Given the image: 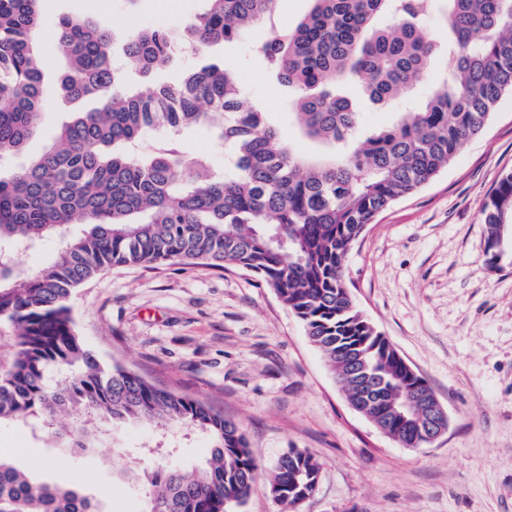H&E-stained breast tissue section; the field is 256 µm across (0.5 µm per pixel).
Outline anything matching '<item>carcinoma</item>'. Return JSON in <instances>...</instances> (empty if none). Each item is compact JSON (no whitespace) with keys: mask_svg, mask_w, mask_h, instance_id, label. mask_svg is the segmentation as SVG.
<instances>
[{"mask_svg":"<svg viewBox=\"0 0 512 512\" xmlns=\"http://www.w3.org/2000/svg\"><path fill=\"white\" fill-rule=\"evenodd\" d=\"M207 9L179 33L134 30L123 54L134 74L112 62L108 22L60 19L63 49L58 93L91 107L73 113L43 152L0 178V321L16 331L12 357L0 366V422L39 421L78 452L102 447L100 424L174 422L206 433L209 457L191 470L133 466L145 476L146 512H230L249 498L261 475L241 427L206 403L121 366L105 367L76 334L70 299L84 282L116 266L173 264L235 269L261 278L304 323L310 341L344 382L349 402L386 433L405 437L410 422L384 400L363 395L349 353L386 380L387 397L430 390L403 374L394 346L355 309L345 292L344 261L352 244L394 201L432 181L477 136L512 94V0H441L448 41L424 27L433 0H308L294 26H274L278 0H206ZM39 0H0V159L23 153L39 130L50 62L36 34ZM266 23L257 47L268 71L293 92L289 116L321 147L304 156L285 144L266 112L242 103L236 74L204 63L179 79L147 84L181 68L176 40L203 56L216 43L241 39ZM442 59L446 76L399 113L388 128H362L343 86L354 83L374 104L409 95ZM206 126L224 152V172L207 154L184 151L180 134ZM165 136L134 154L155 129ZM483 221L493 267L501 225L512 224V172L489 193ZM85 229L79 234L73 226ZM46 241L55 256L30 276L15 255ZM320 464L291 448L266 473L289 507L315 492ZM0 512H103L75 486L40 478L0 458Z\"/></svg>","mask_w":512,"mask_h":512,"instance_id":"obj_1","label":"carcinoma"}]
</instances>
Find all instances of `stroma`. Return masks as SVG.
<instances>
[{"instance_id":"1","label":"stroma","mask_w":512,"mask_h":512,"mask_svg":"<svg viewBox=\"0 0 512 512\" xmlns=\"http://www.w3.org/2000/svg\"><path fill=\"white\" fill-rule=\"evenodd\" d=\"M205 0H41L51 63L52 37L65 16L109 22L117 36L172 26L203 12ZM269 28L213 45L209 58L234 67L251 104L283 139L315 153L288 118V88L255 53ZM41 152L75 110L46 83ZM512 171V95L482 133L429 184L393 202L355 241L346 283L358 310L426 380L449 425L432 444L407 448L349 404L302 321L275 290L244 271L197 265L106 270L74 292L76 331L103 363L123 366L193 396L239 424L258 463L272 468L292 448L321 465L315 493L288 510L259 480L236 512H512V265L490 268L481 210L499 177ZM108 447L73 454L37 425L0 423V456L42 478L78 483L106 512H145V484L119 482L124 467L153 459L191 466L209 453L198 430L126 424Z\"/></svg>"}]
</instances>
